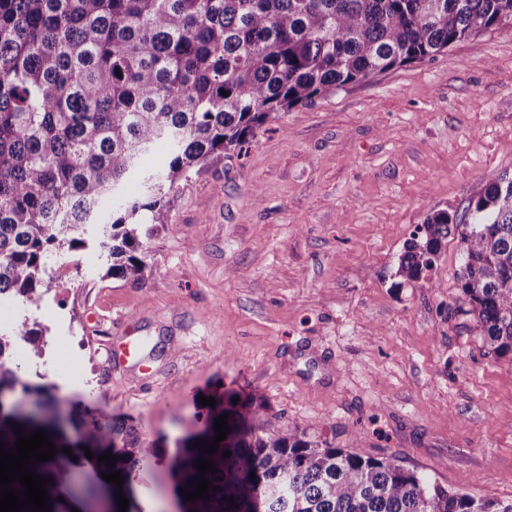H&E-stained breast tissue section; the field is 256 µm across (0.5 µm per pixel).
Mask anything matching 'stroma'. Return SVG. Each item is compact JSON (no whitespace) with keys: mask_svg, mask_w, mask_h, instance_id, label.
<instances>
[{"mask_svg":"<svg viewBox=\"0 0 512 512\" xmlns=\"http://www.w3.org/2000/svg\"><path fill=\"white\" fill-rule=\"evenodd\" d=\"M499 174L512 175V27L279 113L180 182L169 227L144 240V284L106 276L88 246L67 287L0 333L43 329L44 344H19L32 384L66 353L78 373L62 394L169 454L201 428L199 395L233 390L266 405L269 430L356 440L446 488L511 499L512 359L451 313L457 236L426 280L393 277L428 215L463 213ZM129 334L152 375L109 362Z\"/></svg>","mask_w":512,"mask_h":512,"instance_id":"stroma-1","label":"stroma"}]
</instances>
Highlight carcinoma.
<instances>
[{"label":"carcinoma","instance_id":"obj_1","mask_svg":"<svg viewBox=\"0 0 512 512\" xmlns=\"http://www.w3.org/2000/svg\"><path fill=\"white\" fill-rule=\"evenodd\" d=\"M512 27V0H0V295L33 301L43 260L86 247V226L120 197L97 245L107 274L139 285L148 264L142 234L166 227L177 185L223 154L240 152L281 112L331 88L433 58L453 44ZM167 164L147 190H123L159 141ZM149 219L153 227L141 231ZM459 238L455 314L499 357L512 356V176L490 178L463 216L437 211L399 256L397 285L416 282ZM0 442L43 429L56 448L118 456L124 495L147 486L157 442L105 414L77 418L41 385H21L1 360ZM202 407L203 427L174 459L184 512H512V499L447 489L401 458L352 452L288 431L267 433L264 412L234 395ZM227 438L208 455L214 421ZM231 452L223 457V452ZM62 454L34 465L48 479L49 512H64ZM205 474L210 499L180 489Z\"/></svg>","mask_w":512,"mask_h":512}]
</instances>
